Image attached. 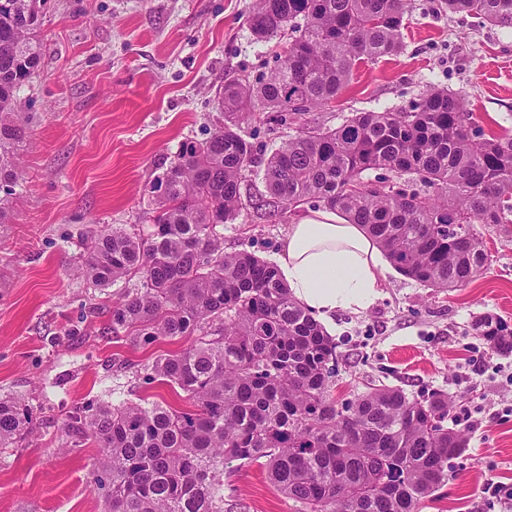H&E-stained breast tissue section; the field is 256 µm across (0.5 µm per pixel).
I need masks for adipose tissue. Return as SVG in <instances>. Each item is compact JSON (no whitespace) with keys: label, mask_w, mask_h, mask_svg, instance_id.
Wrapping results in <instances>:
<instances>
[{"label":"adipose tissue","mask_w":512,"mask_h":512,"mask_svg":"<svg viewBox=\"0 0 512 512\" xmlns=\"http://www.w3.org/2000/svg\"><path fill=\"white\" fill-rule=\"evenodd\" d=\"M276 261L292 297L324 323L339 310H368L380 295V247L363 225L334 210L289 225Z\"/></svg>","instance_id":"1"}]
</instances>
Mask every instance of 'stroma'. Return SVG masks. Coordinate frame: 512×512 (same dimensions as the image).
<instances>
[{
    "instance_id": "obj_1",
    "label": "stroma",
    "mask_w": 512,
    "mask_h": 512,
    "mask_svg": "<svg viewBox=\"0 0 512 512\" xmlns=\"http://www.w3.org/2000/svg\"><path fill=\"white\" fill-rule=\"evenodd\" d=\"M252 5L46 0L42 8L41 70L20 91L32 118L19 151L28 182L0 224V393L22 395L35 412L25 440L0 450V512H103L90 483L97 448L65 444L76 407L142 398L187 406L179 389L138 376L184 341L136 349L102 335L114 291L90 286L72 266L82 231L148 232L152 187L182 143L228 123L225 84L258 83L283 64L288 35L257 41ZM429 85L465 91L486 133L512 134V29L448 13L441 0H410L401 52L360 65L336 101L307 118L336 127L355 112L397 111ZM238 131L265 159L296 127L258 108ZM263 190L261 175H250L224 249L271 262L296 218L256 215L251 197ZM482 236L490 263L465 287L435 291L393 269L369 310L332 317L336 399L373 383L417 400L447 393L479 411L481 428L467 432L447 483L420 512H476L489 479L512 488V355L489 350L471 329L486 313L512 326V232L486 227ZM224 498L232 512L298 510L257 463L225 470Z\"/></svg>"
}]
</instances>
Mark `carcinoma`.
<instances>
[{
	"label": "carcinoma",
	"instance_id": "carcinoma-1",
	"mask_svg": "<svg viewBox=\"0 0 512 512\" xmlns=\"http://www.w3.org/2000/svg\"><path fill=\"white\" fill-rule=\"evenodd\" d=\"M43 3L0 0V224L25 180L17 146L28 113L18 91L41 64ZM443 5L512 28V0ZM409 8L410 0H254L257 39L287 29L293 38L266 80L224 86V112L243 119L260 106L285 123L328 106L359 64L400 53ZM260 164L267 195L254 209L336 210L427 288L472 281L489 261L476 225L512 224V135L474 126L461 91L428 86L403 110L357 112L334 128L304 122L263 163L233 122L185 142L161 180L150 231L99 227L81 239L75 272L96 288L138 282L112 305L113 336L134 347L190 340L142 370L178 387L192 409L144 400L79 408L67 435L99 449L93 485L108 512H224V465L261 459L299 512H419L466 447L465 434L445 425L454 399L374 386L336 403V344L272 263L224 251L220 228L239 216L246 172ZM373 169L420 188L374 186L363 178ZM473 328L492 351L512 354L501 317L484 314ZM32 419L29 401L0 393V448L24 440Z\"/></svg>",
	"mask_w": 512,
	"mask_h": 512
}]
</instances>
